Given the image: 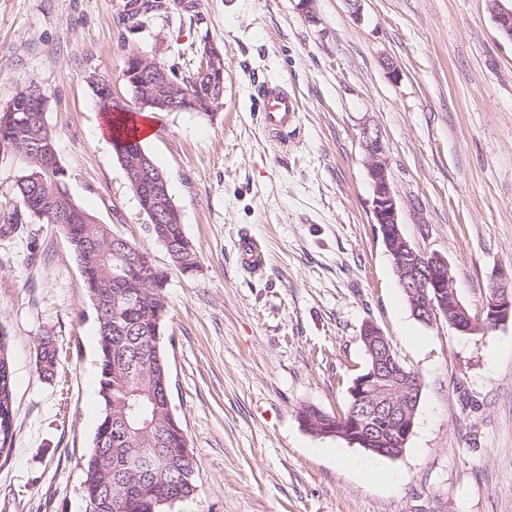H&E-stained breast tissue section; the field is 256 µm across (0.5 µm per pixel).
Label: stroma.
I'll return each mask as SVG.
<instances>
[{"mask_svg": "<svg viewBox=\"0 0 512 512\" xmlns=\"http://www.w3.org/2000/svg\"><path fill=\"white\" fill-rule=\"evenodd\" d=\"M137 21L108 0H0V108L27 82L72 199L168 270L170 402L199 471L169 512H512V321L484 334L415 319L373 222L363 126L386 147L400 228L444 256L479 311L512 268V40L491 0H162ZM224 57L218 111L155 112L145 150L165 173L200 268L173 270L111 142L89 82L135 114L131 56L178 79L205 42ZM393 68H386V61ZM299 102L285 141L263 124L258 83ZM265 262L240 261L242 241ZM378 325L422 387L405 451L365 478L361 448L301 427L312 404L344 412ZM424 337L422 345L409 336ZM51 337L58 364L35 360ZM97 326L60 231L23 216L0 232V345L14 435L0 451V512H85L80 461L100 418ZM55 357V349L53 348L52 340L42 338L40 348L36 349V360L45 379L51 378L54 374L57 362Z\"/></svg>", "mask_w": 512, "mask_h": 512, "instance_id": "1", "label": "stroma"}]
</instances>
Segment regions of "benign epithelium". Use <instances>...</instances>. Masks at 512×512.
<instances>
[{
  "mask_svg": "<svg viewBox=\"0 0 512 512\" xmlns=\"http://www.w3.org/2000/svg\"><path fill=\"white\" fill-rule=\"evenodd\" d=\"M495 3L494 20L500 31L512 39V8ZM125 77L133 87V103L140 110L213 112L224 100V57L220 50L207 42L203 47L197 88L185 91L166 68L140 57L127 64ZM152 90L142 94L140 82ZM47 100L30 102L27 89H22L10 105L7 119L14 121L19 112H44ZM362 144L367 153V172L373 190L372 213L379 226L382 241L394 259L396 275L411 298L413 316L425 324L441 319L455 330L476 333L475 325L482 317L499 326L512 321V290L506 286V274L500 272L493 281V294L485 301L479 314L470 315L452 285L448 260L436 253H426L407 239L400 228L399 209L390 186L386 150L381 133L368 127L362 129ZM151 160L142 157L136 165L139 176L134 178V190L148 223L158 224L166 214L181 222V214L168 194V180L160 171H150ZM119 265L116 273L128 266L146 262L156 269L153 258L143 259L140 252L119 239ZM361 339L372 356L371 365L355 378L349 389L350 407L347 428L329 430V434L347 439L375 453L394 456L408 440L415 417L414 405L421 391L414 376L393 358L391 342L374 323L363 325ZM385 423L387 433L379 435V423Z\"/></svg>",
  "mask_w": 512,
  "mask_h": 512,
  "instance_id": "benign-epithelium-1",
  "label": "benign epithelium"
}]
</instances>
